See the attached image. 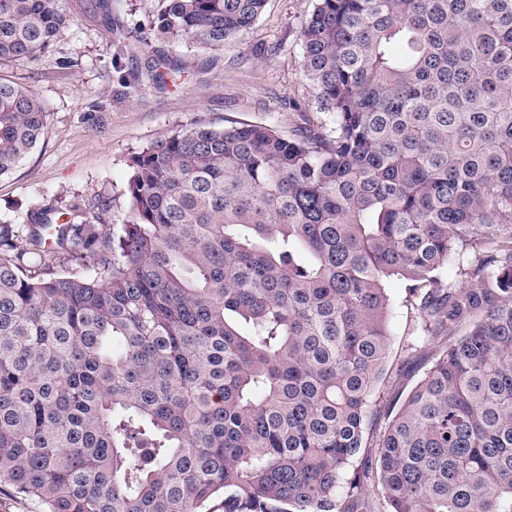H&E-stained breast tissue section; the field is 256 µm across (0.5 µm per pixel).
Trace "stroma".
Segmentation results:
<instances>
[{
    "label": "stroma",
    "instance_id": "35a3bbf8",
    "mask_svg": "<svg viewBox=\"0 0 512 512\" xmlns=\"http://www.w3.org/2000/svg\"><path fill=\"white\" fill-rule=\"evenodd\" d=\"M315 0H268L259 20L236 42L201 51L185 44L163 50L185 62L180 85L157 88L144 69L153 43L157 0H109L108 12L90 0H70L72 23L56 51L34 62L0 65V76L28 86L44 103L47 128L37 148L0 178V219L23 218L36 202L104 200L111 230L126 223L124 187L131 155L173 129L194 122L215 128L231 122H273L288 131L313 112L312 92L300 71V27ZM77 58L64 68L59 58ZM118 67H111V60ZM390 303V347L370 398L374 416L361 457H373L394 395L409 392L440 350L425 337L408 303L404 280L385 283Z\"/></svg>",
    "mask_w": 512,
    "mask_h": 512
}]
</instances>
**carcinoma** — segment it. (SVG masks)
<instances>
[{
    "instance_id": "obj_1",
    "label": "carcinoma",
    "mask_w": 512,
    "mask_h": 512,
    "mask_svg": "<svg viewBox=\"0 0 512 512\" xmlns=\"http://www.w3.org/2000/svg\"><path fill=\"white\" fill-rule=\"evenodd\" d=\"M67 2L0 0V64ZM159 3L155 39L205 50L266 0ZM300 42L316 112L288 134L152 142L117 233L104 201L36 204L24 241L0 220V485L48 512H512V0H316ZM44 130L0 77V176ZM392 276L441 350L354 467Z\"/></svg>"
}]
</instances>
